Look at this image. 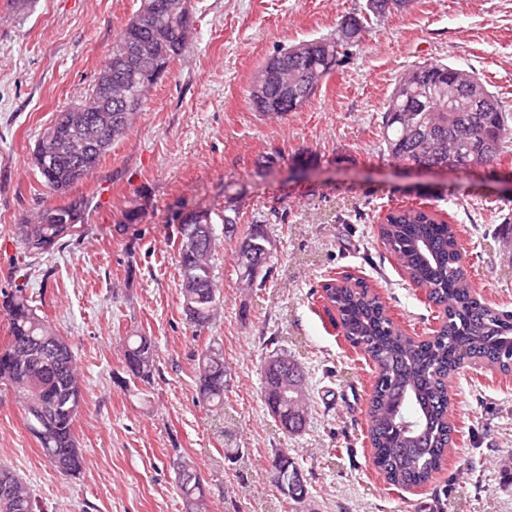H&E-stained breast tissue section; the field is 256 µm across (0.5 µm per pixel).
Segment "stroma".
Wrapping results in <instances>:
<instances>
[{"instance_id": "35a3bbf8", "label": "stroma", "mask_w": 512, "mask_h": 512, "mask_svg": "<svg viewBox=\"0 0 512 512\" xmlns=\"http://www.w3.org/2000/svg\"><path fill=\"white\" fill-rule=\"evenodd\" d=\"M141 0H0V296L25 289L74 347L84 405L75 435L84 468L61 479L0 403V464L42 512H185L170 466L183 455L212 512H290L268 467L278 448L304 459L312 512H512V374L454 376L453 443L444 468L415 491L372 464L367 402L374 365L345 342L315 292L365 281L407 334L428 336L438 311L378 238L388 210L423 206L457 226L473 287L512 311V141L498 163L401 169L381 137L386 103L413 65L474 71L512 113V0H410L385 15L302 109L276 120L247 90L281 47L335 34L366 0H190V51L151 91L131 130L67 192L47 188L34 150L58 112L95 82ZM86 202L84 221L50 252H27L15 226L47 205ZM272 244L264 283L243 287L234 242L214 256L223 302L199 331L180 302L178 224L192 211ZM138 218L127 223L129 210ZM152 337L156 372L130 379L120 339ZM218 342L229 387L222 411L198 401V354ZM296 360L310 394L307 425L286 435L267 409L262 371Z\"/></svg>"}]
</instances>
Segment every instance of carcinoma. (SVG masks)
I'll return each instance as SVG.
<instances>
[{"mask_svg": "<svg viewBox=\"0 0 512 512\" xmlns=\"http://www.w3.org/2000/svg\"><path fill=\"white\" fill-rule=\"evenodd\" d=\"M168 0H141L138 14L112 44L102 74H112V116L120 130L90 139L88 127L72 121L73 113H59L58 132L75 141H89L82 156L57 153L47 166L35 163L45 184L65 192L99 164L112 144L133 126L148 101L151 88L191 45L190 12H170ZM384 17L377 0H366L358 13L363 31ZM344 44L334 37L303 41L280 50L288 65L263 90L248 89L254 111L264 117L282 118L303 108L340 61ZM148 52L155 59L152 70L135 64V55ZM467 75L487 101L482 112H463L453 105H429L426 112L408 107L419 94L429 96L439 84H455L459 68L446 63H422L407 69L396 82L382 122V138L394 160L407 165L436 166L460 161L459 169L487 165L500 159L512 135L497 97L475 72ZM85 206L72 201L46 206L32 220L16 225L17 236L28 252L53 249L82 222ZM224 238H239L235 264L240 279L251 286L261 272L270 270L272 255L261 244L267 241L263 224H251L237 236V222L224 216ZM177 262L180 295L189 321L203 330L220 306V289L211 263L216 246L213 225L186 220L179 225ZM378 237L398 260L409 281L425 291L427 300L440 309L441 323L421 339L400 329L385 303L369 287L345 276L331 279L319 291L325 312L344 339L361 349L374 363L375 375L367 405L373 465L391 486L406 489L429 484L448 456L454 427L450 419L453 398L450 382L459 370L481 359L505 374L512 373V312H501L474 293L459 248L458 230L422 207L390 210L379 224ZM0 308L9 322L10 340L0 348V394L18 404L25 424L37 439L47 462L61 475L74 476L83 468L74 423L83 407L82 383L68 339L45 323L23 289L4 296ZM126 371L132 379L153 378L156 345L149 336L122 338ZM281 369H263V396L267 409L281 428L300 432L306 425L309 397L302 367L280 355ZM224 353L208 345L198 357L196 391L215 410L224 408L227 388ZM177 485L186 512H209L204 480L193 462L183 456ZM302 470L294 457L277 449L269 464V479L292 510L310 499L308 479L293 481ZM0 480L13 483L12 493H0V512H27L34 499L15 471L0 464Z\"/></svg>", "mask_w": 512, "mask_h": 512, "instance_id": "obj_1", "label": "carcinoma"}]
</instances>
